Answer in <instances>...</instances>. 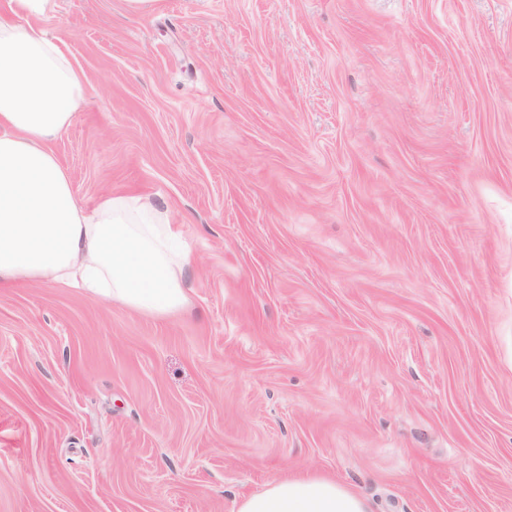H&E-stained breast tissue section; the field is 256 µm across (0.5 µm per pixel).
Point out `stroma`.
<instances>
[{
    "label": "stroma",
    "mask_w": 512,
    "mask_h": 512,
    "mask_svg": "<svg viewBox=\"0 0 512 512\" xmlns=\"http://www.w3.org/2000/svg\"><path fill=\"white\" fill-rule=\"evenodd\" d=\"M79 200L194 258L149 317L0 294V512H512V0H54ZM237 512H372L369 505L336 479L308 474L285 477L243 498Z\"/></svg>",
    "instance_id": "stroma-1"
}]
</instances>
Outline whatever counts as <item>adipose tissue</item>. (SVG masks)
<instances>
[{"mask_svg":"<svg viewBox=\"0 0 512 512\" xmlns=\"http://www.w3.org/2000/svg\"><path fill=\"white\" fill-rule=\"evenodd\" d=\"M52 0L0 5V293L29 283L81 288L105 303L165 317L188 305L189 254L168 215L140 196L79 202L50 147L85 94L84 76L40 24ZM237 512H370L336 479L286 477Z\"/></svg>","mask_w":512,"mask_h":512,"instance_id":"1","label":"adipose tissue"}]
</instances>
